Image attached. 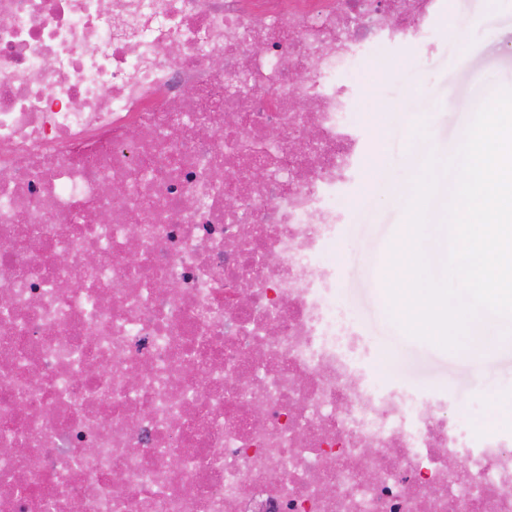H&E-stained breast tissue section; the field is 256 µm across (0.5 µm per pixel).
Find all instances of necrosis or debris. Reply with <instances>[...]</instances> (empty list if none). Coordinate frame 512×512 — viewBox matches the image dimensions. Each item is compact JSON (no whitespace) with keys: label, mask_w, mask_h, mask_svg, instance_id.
<instances>
[{"label":"necrosis or debris","mask_w":512,"mask_h":512,"mask_svg":"<svg viewBox=\"0 0 512 512\" xmlns=\"http://www.w3.org/2000/svg\"><path fill=\"white\" fill-rule=\"evenodd\" d=\"M440 9L0 0V512H512L338 303L348 83Z\"/></svg>","instance_id":"obj_1"}]
</instances>
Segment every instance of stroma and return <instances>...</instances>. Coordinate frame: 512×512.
I'll use <instances>...</instances> for the list:
<instances>
[{"label":"stroma","mask_w":512,"mask_h":512,"mask_svg":"<svg viewBox=\"0 0 512 512\" xmlns=\"http://www.w3.org/2000/svg\"><path fill=\"white\" fill-rule=\"evenodd\" d=\"M441 2V36L431 49L374 48L352 80L364 151L382 156L387 179L371 200L375 223H361L359 204L347 206L339 287L373 350L389 353L394 382L447 396L449 419L466 417L475 438L492 431L506 438L512 429L501 426L500 415L512 408V348L487 354L474 371L460 351L408 335L382 283L407 221V204L394 189L421 173L418 151L441 164L451 160L477 110L512 88V0Z\"/></svg>","instance_id":"stroma-1"}]
</instances>
